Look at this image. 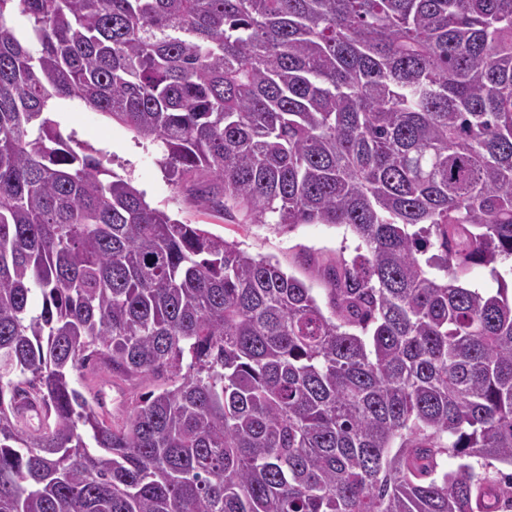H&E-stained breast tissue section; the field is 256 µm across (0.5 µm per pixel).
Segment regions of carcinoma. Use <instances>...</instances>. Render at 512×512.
I'll list each match as a JSON object with an SVG mask.
<instances>
[{
  "instance_id": "obj_1",
  "label": "carcinoma",
  "mask_w": 512,
  "mask_h": 512,
  "mask_svg": "<svg viewBox=\"0 0 512 512\" xmlns=\"http://www.w3.org/2000/svg\"><path fill=\"white\" fill-rule=\"evenodd\" d=\"M68 105L200 207L347 227L326 305L150 206ZM508 258L512 0H0V512H498ZM87 369L154 386L116 418Z\"/></svg>"
}]
</instances>
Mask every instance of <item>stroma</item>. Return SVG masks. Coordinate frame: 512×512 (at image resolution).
I'll return each instance as SVG.
<instances>
[{"label": "stroma", "mask_w": 512, "mask_h": 512, "mask_svg": "<svg viewBox=\"0 0 512 512\" xmlns=\"http://www.w3.org/2000/svg\"><path fill=\"white\" fill-rule=\"evenodd\" d=\"M58 119L64 134L103 152L107 166L143 192L146 201L165 209L172 218L199 224L209 233L237 244L253 256L279 261L285 272L305 280L317 297H324L319 266L334 262L338 254L352 255L357 238L333 224H242L237 218L204 210L184 187L170 179L161 165L160 145L139 139L123 124L82 107H68Z\"/></svg>", "instance_id": "1"}]
</instances>
